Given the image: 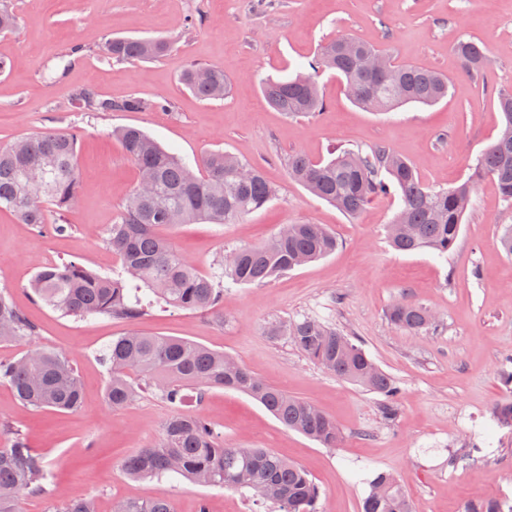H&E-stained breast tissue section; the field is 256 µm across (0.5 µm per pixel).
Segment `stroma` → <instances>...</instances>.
<instances>
[{"instance_id": "1", "label": "stroma", "mask_w": 512, "mask_h": 512, "mask_svg": "<svg viewBox=\"0 0 512 512\" xmlns=\"http://www.w3.org/2000/svg\"><path fill=\"white\" fill-rule=\"evenodd\" d=\"M16 28L0 34V147L49 129H75L80 203L64 231H39L0 211V289L39 327L29 339L0 345V358L26 350L69 354L83 382L75 412L22 406L0 384V421L26 435L45 455L51 474L46 496H25L20 512H52L74 498H94L110 512L116 498L169 499L175 512H274L240 491L185 479L132 480L123 458L150 446L173 409L144 395L122 409L106 399L107 373L99 350L128 328L106 316H66L35 303L29 283L45 264L80 260L111 272L117 263L106 232L138 172L111 131L141 128L188 162L224 150L259 166L278 194L236 224H185L169 236L209 272L217 255L269 239L282 224H322L336 234L335 253L262 286L228 288L219 312L154 308L138 329L176 336L231 354L268 384L307 399L336 420L339 447L326 448L288 430L252 398L211 390L202 412L226 446L267 448L305 468L319 485V512H359L369 471L393 473L415 512H464L498 492L512 496V432L492 421L494 407L512 391L499 379L512 364V259L496 236L512 225V206L492 178L479 180L448 256L402 253L385 226L398 209L389 193L349 217L288 176V158L315 161L339 149L378 145L412 161L424 183L448 188L473 171L478 153L497 135L496 91L512 87V0H8ZM351 35L372 43L400 64L448 78V96L432 106L408 104L377 115L355 105L331 72L318 78L319 117L291 118L263 97L266 78L307 71L328 40ZM115 36L164 37L165 56L144 63L104 58ZM484 48L488 68L466 73L454 50L458 37ZM66 55L63 78L47 69ZM223 68L224 98L200 100L182 82L190 64ZM89 87L119 102L132 96L165 100L146 112L78 111L73 89ZM431 308L437 325L413 335L392 327L387 308L402 297ZM315 315L360 342L399 386L397 415L382 416L381 398L340 380L301 355L269 323ZM480 446L472 454V446Z\"/></svg>"}]
</instances>
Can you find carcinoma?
<instances>
[{
	"label": "carcinoma",
	"mask_w": 512,
	"mask_h": 512,
	"mask_svg": "<svg viewBox=\"0 0 512 512\" xmlns=\"http://www.w3.org/2000/svg\"><path fill=\"white\" fill-rule=\"evenodd\" d=\"M344 38L324 44L311 72L294 79L267 80L268 104L288 116L313 118L323 108L317 74L332 70L343 79L348 97L357 105L388 112L405 104H432L448 94L443 75L387 60L391 76H375L363 68L364 58L377 52L356 39L345 49ZM171 43L162 38L117 37L106 41L105 57L134 64L167 54ZM454 50L464 68L483 72L488 59L472 39L460 37ZM182 82L202 100L222 99L228 84L217 66L191 64ZM82 112H139L161 106L157 100L130 97L120 103L90 88L73 93ZM502 127L476 160L464 182L435 190L419 178L415 165L389 147L368 153L342 150L328 161L301 153L288 158V175L342 213L358 215L374 197L395 188L400 197L397 217L387 225L389 244L398 251L430 250L446 256L460 224L473 205L479 179L489 176L504 202L512 205V89L497 93ZM139 171V180L107 231L106 242L119 259L110 274L88 269L77 261L41 267L33 276V299L64 315H103L132 325L107 344L99 355L109 380L110 407L120 409L145 391L173 407L195 392L202 401L212 388L234 389L257 400L286 428L335 448L342 441L336 421L312 403L266 383L233 356L201 344L169 336L149 335L134 328L156 306L176 311L207 312L220 308L224 289L232 285L261 286L270 280L325 257L336 250V236L321 224H282L267 241L237 247L198 270L194 260L179 252L159 228L198 221L235 224L275 198V190L250 162L224 151L206 154L192 166L164 149L136 127L112 131ZM78 136L72 129H55L24 137L0 148V210L12 212L22 224L42 230H64L65 213L80 198L77 169ZM388 321L397 329L420 334L432 325L427 307L404 298L393 304ZM272 336H285L304 356L344 381L383 397L385 418L395 415L399 387L366 351L336 328L313 316L271 325ZM37 333L36 325L0 291V343H12ZM0 383L32 409L76 411L83 400L79 375L69 358L52 349L34 348L12 359L0 358ZM493 419L512 429V399L495 406ZM10 435L0 447V512H18L22 495L48 493L45 456L30 447L24 434L5 426ZM132 478L183 476L201 485L246 490L278 512H317L321 492L310 474L270 450L224 446L200 412L175 413L161 426L157 441L121 463ZM369 491L360 512H414L411 500L393 474L374 470L364 479ZM54 512H97L90 498L61 503ZM112 512H174L166 498H120ZM466 512H512V500L489 499Z\"/></svg>",
	"instance_id": "cac0c4a2"
}]
</instances>
